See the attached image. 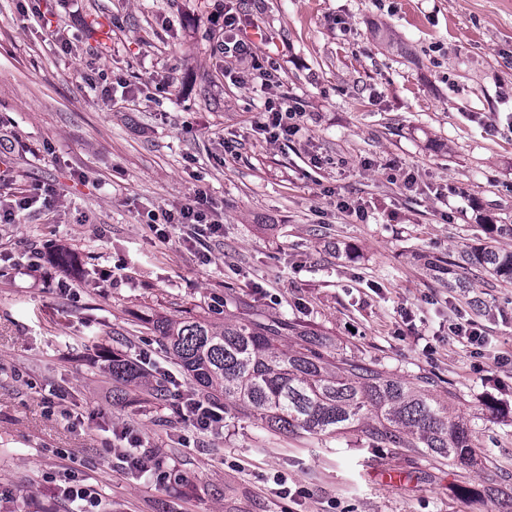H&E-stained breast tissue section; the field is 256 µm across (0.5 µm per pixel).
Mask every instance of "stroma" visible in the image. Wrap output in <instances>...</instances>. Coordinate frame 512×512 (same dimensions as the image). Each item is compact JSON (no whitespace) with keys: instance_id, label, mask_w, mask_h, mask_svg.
I'll return each mask as SVG.
<instances>
[{"instance_id":"35a3bbf8","label":"stroma","mask_w":512,"mask_h":512,"mask_svg":"<svg viewBox=\"0 0 512 512\" xmlns=\"http://www.w3.org/2000/svg\"><path fill=\"white\" fill-rule=\"evenodd\" d=\"M213 4L0 0V160L16 191L58 198L0 224V512H70L48 491L71 478L96 486L98 512H486L487 488L511 502L512 283L474 268L452 291L423 259L512 224V0H224L279 64L269 87L213 53ZM283 94L303 129L276 139L261 112ZM199 191L223 233L151 232ZM35 252L65 287L21 274ZM189 311L283 319L334 356L423 378L452 396L480 464L231 411L202 431L173 392L113 401L105 351L202 398L148 326ZM460 314L484 325V352L449 335ZM122 426L180 481L121 465ZM282 478L306 497L282 498Z\"/></svg>"}]
</instances>
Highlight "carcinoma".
<instances>
[{
    "label": "carcinoma",
    "mask_w": 512,
    "mask_h": 512,
    "mask_svg": "<svg viewBox=\"0 0 512 512\" xmlns=\"http://www.w3.org/2000/svg\"><path fill=\"white\" fill-rule=\"evenodd\" d=\"M505 235L512 236V224H498L480 243L426 263L448 275L450 290L466 287L459 278L466 266L512 282V249L499 242ZM152 328L213 404L272 431L337 437L360 427L371 448H412L454 464L478 462L467 421L423 380L397 378L374 363L336 359L328 341L306 329L231 315L222 324L202 315L158 318ZM292 329L299 343H282ZM108 370L117 382L162 396L161 383H152L150 370L137 363L114 357Z\"/></svg>",
    "instance_id": "carcinoma-1"
}]
</instances>
